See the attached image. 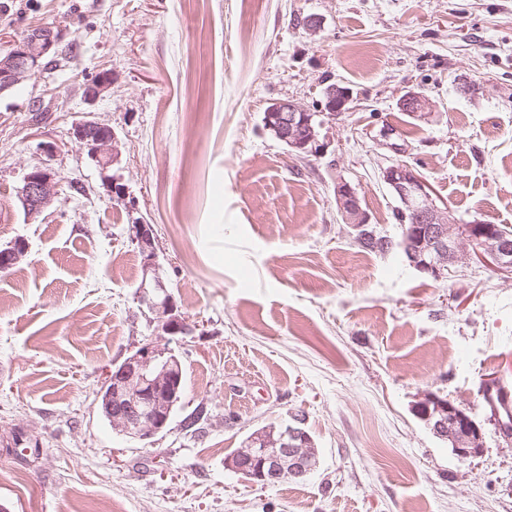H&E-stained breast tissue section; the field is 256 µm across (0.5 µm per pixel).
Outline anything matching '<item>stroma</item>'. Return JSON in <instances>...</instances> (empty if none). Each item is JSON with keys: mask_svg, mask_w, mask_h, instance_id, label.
<instances>
[{"mask_svg": "<svg viewBox=\"0 0 512 512\" xmlns=\"http://www.w3.org/2000/svg\"><path fill=\"white\" fill-rule=\"evenodd\" d=\"M43 24L61 33L50 63L0 95V249L27 246L0 271V506L61 512L78 486L122 512H512V436L484 398L512 380V268L475 258L433 279L401 250L361 248L334 194L350 183L376 233L400 240L381 171L404 161L455 223L512 230V0H259L249 14L241 0H0V51ZM107 69L111 87L86 100ZM333 83L347 111L317 153L291 154L266 107L323 111ZM409 92L428 119L401 111ZM88 118L117 135L109 167L73 134ZM44 163L57 193L30 221L19 190ZM141 222L190 335L158 334L140 300ZM145 340L180 354L185 390L168 428L137 441L98 394ZM428 396L482 425L478 458L417 416ZM200 406L194 440L182 422ZM298 413L311 475L262 487L227 467L252 431ZM17 431L37 452L13 450Z\"/></svg>", "mask_w": 512, "mask_h": 512, "instance_id": "1", "label": "stroma"}]
</instances>
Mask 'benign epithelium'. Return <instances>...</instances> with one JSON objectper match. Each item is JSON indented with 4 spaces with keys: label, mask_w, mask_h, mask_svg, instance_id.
I'll return each mask as SVG.
<instances>
[{
    "label": "benign epithelium",
    "mask_w": 512,
    "mask_h": 512,
    "mask_svg": "<svg viewBox=\"0 0 512 512\" xmlns=\"http://www.w3.org/2000/svg\"><path fill=\"white\" fill-rule=\"evenodd\" d=\"M59 33L49 25L33 28L15 40L9 50L0 55V94L11 91L32 71L42 66L44 58L56 49ZM112 85V71H103L85 87V95L95 99ZM326 105L330 113L311 112L292 100L271 103L266 110L265 125L277 139L297 154L319 150L320 130L324 117H340L351 101V92L337 84L326 87ZM432 107L430 100L418 93H408L400 100V108L424 119ZM76 138L104 167L118 159L119 150L112 128L86 119L75 127ZM383 181L400 204L402 213L411 219L412 239L405 240L403 254L416 270L435 279L448 277L457 266L472 256L489 257L498 265L512 268V235L497 224L476 221L456 224L448 208L436 204L428 183L410 165L393 163L382 171ZM56 175L49 165L36 166L24 177L20 199L27 219L39 216L56 194ZM336 202L345 220L359 231L369 224L354 188L346 181L335 187ZM131 240L143 257L141 300L155 315L157 330L165 335H187L193 327L177 312L170 295L156 303L149 298V289L164 290L157 275V253L152 225L133 224ZM466 238L474 253L463 252L458 240ZM23 242L0 249V270L11 269L26 255ZM180 362L174 353L152 342L136 347L123 361L115 365L106 380V402L112 420L119 423L130 438L146 440L164 431L173 406L179 402ZM417 415L432 425L438 436L448 440L460 459L475 458L483 448L481 425L463 407L437 397L418 403ZM303 419L293 417L278 438H259L233 457L227 466L256 483L300 477L312 472L317 465V449L302 427Z\"/></svg>",
    "instance_id": "benign-epithelium-1"
}]
</instances>
